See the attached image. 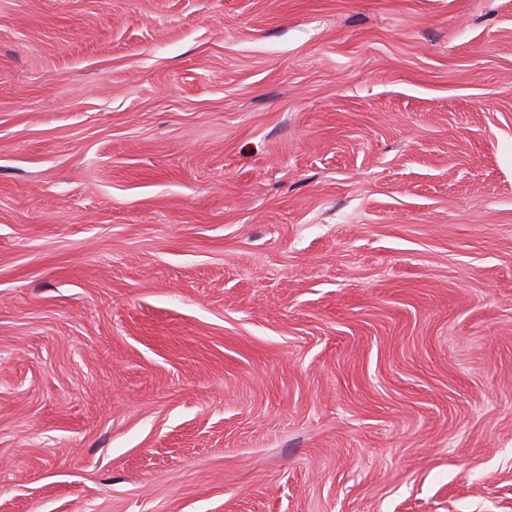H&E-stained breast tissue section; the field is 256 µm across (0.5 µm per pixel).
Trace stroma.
I'll list each match as a JSON object with an SVG mask.
<instances>
[{"label": "stroma", "instance_id": "stroma-1", "mask_svg": "<svg viewBox=\"0 0 512 512\" xmlns=\"http://www.w3.org/2000/svg\"><path fill=\"white\" fill-rule=\"evenodd\" d=\"M0 512H512V0H0Z\"/></svg>", "mask_w": 512, "mask_h": 512}]
</instances>
